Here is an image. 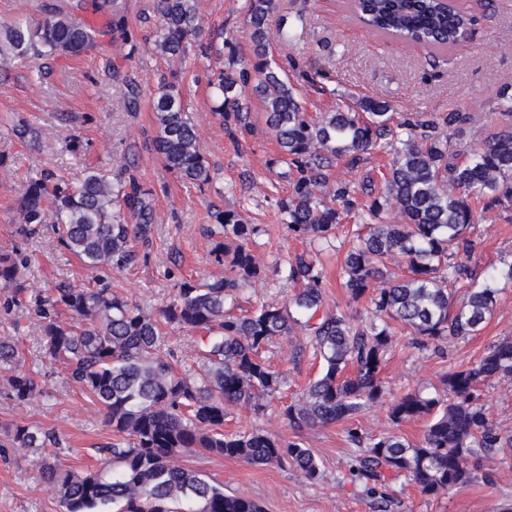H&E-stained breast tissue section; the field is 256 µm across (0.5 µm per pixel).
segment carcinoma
Segmentation results:
<instances>
[{
	"instance_id": "carcinoma-1",
	"label": "carcinoma",
	"mask_w": 512,
	"mask_h": 512,
	"mask_svg": "<svg viewBox=\"0 0 512 512\" xmlns=\"http://www.w3.org/2000/svg\"><path fill=\"white\" fill-rule=\"evenodd\" d=\"M359 18L377 33L446 49L467 39L474 18L441 0H353ZM277 0H248L252 61L230 57L210 71L207 84L213 112L237 140L252 133L242 96L262 104L263 120L275 140V162L288 195L277 201L282 223L294 236L344 250L342 285L351 302H367L366 318L325 305L323 273L317 257L299 254L288 262L286 278L301 288L283 306L261 304L245 314L227 313L263 265L249 246L257 233L234 209L216 210L211 222L224 240L214 252L224 276L181 281L158 314L128 302L100 283L98 273L123 270L139 260L138 245L149 242L155 214L134 173L114 176L89 166L74 182L46 170L29 181L21 206L19 233L32 236L53 224L56 243L93 273L79 285H62L35 310L44 352L63 365L70 380L103 408L115 442L102 449L95 470L76 472L45 456L37 458L42 487L59 512H264L247 495L224 493V484L182 464L188 454H214L247 463L291 466L304 479L321 476L313 451L299 440H285L257 429L224 432L225 410L248 405L259 411L286 384L281 371L261 356L276 338L300 330L321 370L298 399L283 407L295 431L353 419L385 400L382 374L395 343V326L412 336L419 350L442 352L450 342L479 335L494 314L498 297L512 286V262L478 283L456 262L474 244L471 200L484 210L512 207V96L506 98L496 127L475 142L463 136L477 124L469 110L455 109L428 119L393 111L383 98L365 97L336 106V89L302 75L324 112L312 118L299 84L288 77V57L275 58L271 44L292 46L294 23L274 19ZM87 16L74 17L59 3H48L40 28L17 21L0 34V55L29 53L59 59L85 54L102 37L131 40L126 0H91ZM155 20L144 45L164 59L185 61L204 28L200 0H150L144 22ZM112 79L125 88L126 105L139 107L142 88L118 65ZM156 136L153 148L178 179L207 186L212 168L204 156L181 88L163 80L151 94ZM389 157L381 187L366 177L354 183L331 181L342 162L356 171L370 156ZM361 220L344 232L349 214ZM398 258L407 274L391 279L386 261ZM27 259L0 256V288L23 302ZM71 321L57 320L58 310ZM169 326L200 331L198 370L177 365L166 347ZM0 389L28 402L43 393L20 364L12 336H0ZM512 377V339L492 344L466 368L440 378L445 397L409 390L389 404L396 425L425 421L422 438L402 434L365 436L346 430L358 453L350 474L360 481L372 512H394L397 499L389 478L404 476L421 495L437 498L485 479L480 461L512 447V431L489 416L482 387L493 378ZM11 448L37 454L52 435L30 424L4 428Z\"/></svg>"
}]
</instances>
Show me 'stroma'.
I'll return each instance as SVG.
<instances>
[{"mask_svg": "<svg viewBox=\"0 0 512 512\" xmlns=\"http://www.w3.org/2000/svg\"><path fill=\"white\" fill-rule=\"evenodd\" d=\"M459 8L478 18L470 39L447 53L379 36L347 8L346 0H278V12L299 19L300 37L291 50L300 67H319L324 82L335 88L338 104L349 105L364 97H383L399 112L441 113L456 108L476 112L479 122L471 139L493 126L503 94H512V0H495L494 11L481 0H456ZM246 0H202L205 32H224L225 52L250 60V32ZM130 59L129 74L153 92L164 76L176 75L184 101L196 126L200 147L214 169L208 187L176 179L151 151L156 134L150 100L138 111H127L125 88L113 81V64ZM214 59L190 50L186 62L164 60L144 46L125 43L79 57L40 60L28 55L0 57V255L27 254L26 276L33 293L23 306L11 307L8 290L0 288V335L18 340L22 365L44 393L21 403L0 395V426L28 423L54 432L59 446L45 448L48 457L68 469L82 471L100 466L101 448L114 436L102 408L70 380L66 371L50 362L29 306L57 285L87 282L89 271L80 260L57 246L51 225L39 234L18 232V208L28 180L53 169L69 177L80 176L86 166L120 174L132 169L147 192L156 214L154 231L141 260L127 270L105 272L115 291L154 312L173 297L180 279H202L223 272L213 253L216 240L213 209H233L258 228L251 248L265 267L263 277L242 293L241 305L267 302L285 304L295 286L283 268L289 257L309 250L308 241L289 234L279 220L277 199L288 191L275 159L277 144L267 134L261 105L247 104L255 131L245 139L229 137L212 110L210 91L203 80ZM44 77H36V68ZM27 123L37 137L20 138L15 128ZM472 270L486 276L493 268L512 261V209L478 212L473 229ZM325 299L331 306H347L353 315H366L364 304H350L342 286V254H322ZM512 338V287L500 294L495 312L480 335L447 345L443 355L420 351L409 336L397 335L388 355L384 380L391 396L410 389H433L438 377L451 367L476 361L494 342ZM300 337L275 340L265 356L275 366H287L288 385L281 397L261 413L246 406L230 408L225 431L264 430L284 439L301 438L318 457L322 476L304 480L292 468L250 464L221 456H189L187 466L223 482L229 494L259 500L265 512H370L360 487L348 472L354 452L346 437L348 426L378 436L398 432L418 440L419 422L395 425L387 404L367 410L354 421L294 433L280 412L301 396L320 370L311 353H299ZM484 481L439 498L421 496L405 478L390 485L402 502V512H502L512 505V448H504L481 463ZM52 497L43 491L31 456L0 446V512H57Z\"/></svg>", "mask_w": 512, "mask_h": 512, "instance_id": "obj_1", "label": "stroma"}]
</instances>
